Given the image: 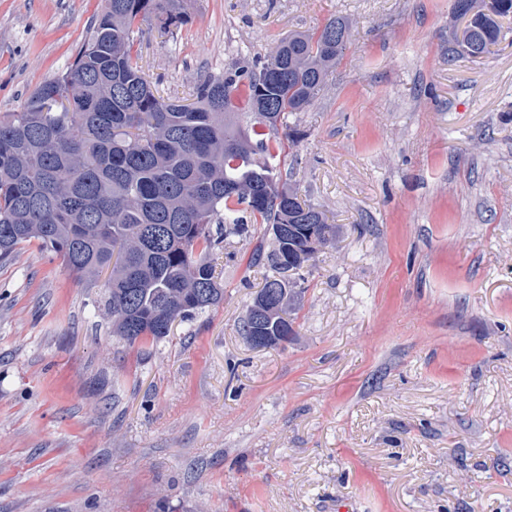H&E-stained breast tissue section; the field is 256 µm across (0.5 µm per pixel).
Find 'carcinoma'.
I'll return each mask as SVG.
<instances>
[{
    "mask_svg": "<svg viewBox=\"0 0 512 512\" xmlns=\"http://www.w3.org/2000/svg\"><path fill=\"white\" fill-rule=\"evenodd\" d=\"M191 5L104 0L70 65L0 114V260L36 240L81 278L108 271L112 335L130 345L157 343L175 322L218 307L215 255L253 225H288L250 257L269 270L257 297L271 306L332 240L325 213L282 181L276 161L301 136L285 118L312 105L348 47L349 22L292 33L275 52L199 80L182 103L154 92L136 44L149 20L176 34ZM453 12L463 22L453 43L474 59L512 30V0H454ZM258 105L269 122L256 119ZM272 175L281 189L269 188ZM241 331L252 346L273 347L294 335V319L285 304L260 322L245 317Z\"/></svg>",
    "mask_w": 512,
    "mask_h": 512,
    "instance_id": "carcinoma-1",
    "label": "carcinoma"
}]
</instances>
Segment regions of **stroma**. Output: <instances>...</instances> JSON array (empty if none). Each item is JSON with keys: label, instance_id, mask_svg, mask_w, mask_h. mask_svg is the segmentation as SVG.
Wrapping results in <instances>:
<instances>
[{"label": "stroma", "instance_id": "35a3bbf8", "mask_svg": "<svg viewBox=\"0 0 512 512\" xmlns=\"http://www.w3.org/2000/svg\"><path fill=\"white\" fill-rule=\"evenodd\" d=\"M453 0H197L141 26L162 97L340 16L290 184L336 237L251 346L263 228L224 300L156 344L33 241L0 262V512H512V33L457 52ZM102 0H0V113L66 69ZM270 316L271 320L266 317L264 320L261 318V322H253L247 311L241 331L253 347H273L294 335V318L288 313V304L273 310Z\"/></svg>", "mask_w": 512, "mask_h": 512}]
</instances>
